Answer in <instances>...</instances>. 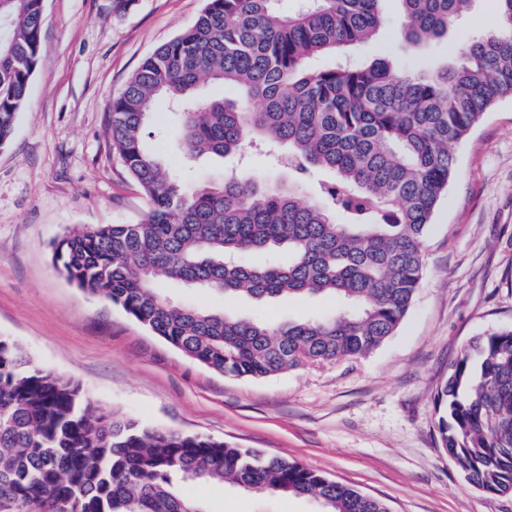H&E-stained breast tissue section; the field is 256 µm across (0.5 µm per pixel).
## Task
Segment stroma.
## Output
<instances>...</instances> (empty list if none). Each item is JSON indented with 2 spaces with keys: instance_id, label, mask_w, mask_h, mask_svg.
Here are the masks:
<instances>
[{
  "instance_id": "stroma-1",
  "label": "stroma",
  "mask_w": 512,
  "mask_h": 512,
  "mask_svg": "<svg viewBox=\"0 0 512 512\" xmlns=\"http://www.w3.org/2000/svg\"><path fill=\"white\" fill-rule=\"evenodd\" d=\"M205 0H44L42 55L10 143L0 148V337L38 366L78 382L93 405L137 420L296 460L382 499L390 512H512L441 448L435 396L475 336L512 327V98L455 145L456 168L425 239V274L398 332L364 357L265 379L229 378L196 363L121 307L69 283L51 249L76 225L135 224L150 203L112 150L107 105L152 52L193 24ZM377 39L350 63L390 59L398 71L457 60L455 46L498 26L495 0H473L448 38L412 52L397 0H381ZM178 116L158 99L149 150L216 181L238 161L192 159ZM275 323L329 316L330 296L238 300ZM207 512H320L311 499L262 496L219 482L186 485Z\"/></svg>"
}]
</instances>
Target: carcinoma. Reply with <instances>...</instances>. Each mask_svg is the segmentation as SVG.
Masks as SVG:
<instances>
[{
    "instance_id": "obj_1",
    "label": "carcinoma",
    "mask_w": 512,
    "mask_h": 512,
    "mask_svg": "<svg viewBox=\"0 0 512 512\" xmlns=\"http://www.w3.org/2000/svg\"><path fill=\"white\" fill-rule=\"evenodd\" d=\"M44 0H0V147L41 57ZM206 0L196 22L147 57L109 105L112 150L148 198L136 224L58 239L53 266L121 307L187 358L262 379L365 356L394 336L423 277L422 246L462 141L512 96V0L460 60L399 74L388 59L311 62L368 42L381 0ZM412 49L448 35L472 0H399ZM232 85L237 101L200 95ZM179 108L190 156L242 155L250 137L288 181L247 170L189 191L144 142L158 97ZM312 183L308 198L299 183ZM262 253L261 263L246 257ZM236 299L334 296L323 318L269 324L180 305L159 279ZM439 433L468 481L512 488V327L473 338L437 391ZM218 480L262 495L312 496L323 512H389L373 496L293 460L150 428L95 409L82 387L0 338V512H207L181 486Z\"/></svg>"
}]
</instances>
